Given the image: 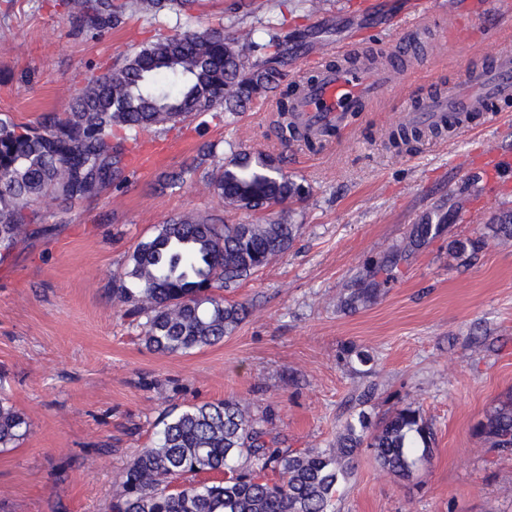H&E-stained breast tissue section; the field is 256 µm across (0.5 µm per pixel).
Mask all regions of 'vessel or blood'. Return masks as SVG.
Segmentation results:
<instances>
[{"label": "vessel or blood", "instance_id": "1", "mask_svg": "<svg viewBox=\"0 0 512 512\" xmlns=\"http://www.w3.org/2000/svg\"><path fill=\"white\" fill-rule=\"evenodd\" d=\"M456 8L438 4L400 18L403 35L398 43L385 47L391 67L376 71L354 59L356 45L337 49L335 66L315 68L314 80H303L293 100L299 122L317 125L341 124L347 115L367 112L398 83L408 71L410 60L437 58L445 44L444 30H456ZM512 109V51L502 50L486 61L467 69L463 81L449 80L447 85L421 95L406 121L421 128H451L457 131L478 126L488 112Z\"/></svg>", "mask_w": 512, "mask_h": 512}]
</instances>
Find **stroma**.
I'll return each instance as SVG.
<instances>
[{"mask_svg":"<svg viewBox=\"0 0 512 512\" xmlns=\"http://www.w3.org/2000/svg\"><path fill=\"white\" fill-rule=\"evenodd\" d=\"M412 2L322 0L313 13L303 0H199L159 29L278 23L288 38L280 66L299 81L353 33L366 54L399 39L396 21ZM466 11L479 50L502 47L512 18L491 0H469ZM159 29L134 18L91 37L77 33L61 0H0V116L33 124L66 111L75 87ZM443 56L440 67L411 62L387 102L320 146H282L270 98L229 126L211 113L144 134L142 150L168 148L163 161L94 198L43 204V223L0 259V391L32 423L0 449V512H111L122 471L151 445L165 410L228 396L269 415L288 448L332 447L361 412L376 421L420 407L435 435L431 463L400 481L361 450L335 512H512V452L488 450L475 432L512 390V242L491 228L512 210V176L492 179L481 166L493 150L512 153V111L453 136L424 133L409 149L389 142L419 93L463 79L469 48L452 41ZM206 143L215 150L203 159ZM256 148L282 157L309 189L292 213L299 236L230 292L252 309L232 335L186 355L147 349L112 301L114 279L135 246L178 215L257 222L196 187L216 162ZM180 168L185 183L165 186ZM424 224L432 232L423 237ZM478 238L476 252L452 247ZM354 288L378 294L338 308Z\"/></svg>","mask_w":512,"mask_h":512,"instance_id":"stroma-1","label":"stroma"}]
</instances>
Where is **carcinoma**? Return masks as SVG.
<instances>
[{
    "label": "carcinoma",
    "mask_w": 512,
    "mask_h": 512,
    "mask_svg": "<svg viewBox=\"0 0 512 512\" xmlns=\"http://www.w3.org/2000/svg\"><path fill=\"white\" fill-rule=\"evenodd\" d=\"M198 0H62L78 31L98 36L133 17L158 22ZM283 40L268 25L227 33L206 27L182 35L157 34L121 61L90 77L64 116L47 114L35 125L0 118V254L40 223L47 198L95 197L128 180V152L151 130L191 116L224 113L225 123L268 94L278 93L281 140L294 135L290 96L276 52ZM204 189L227 210L278 209L265 224H219L209 215H179L156 226L129 255L112 285V298L129 305L145 345L184 355L220 342L249 315L224 293L292 247L299 225L292 205L307 187L288 176L281 159L262 149L232 155L214 166ZM495 237L512 241V212L495 217ZM152 445L122 472L112 512H332L336 496L371 450L379 468L398 480L433 456L435 437L420 408L408 403L379 423L365 415L347 420L330 448H281L269 419L242 400L173 408ZM30 422L0 398V447L24 438ZM479 435L491 451H512V395L486 415ZM218 479L179 483L187 475Z\"/></svg>",
    "instance_id": "carcinoma-1"
}]
</instances>
